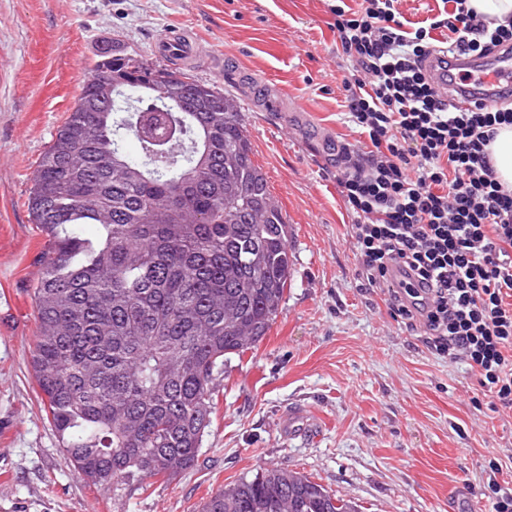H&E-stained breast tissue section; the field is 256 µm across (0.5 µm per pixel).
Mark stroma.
I'll return each mask as SVG.
<instances>
[{
  "label": "stroma",
  "mask_w": 512,
  "mask_h": 512,
  "mask_svg": "<svg viewBox=\"0 0 512 512\" xmlns=\"http://www.w3.org/2000/svg\"><path fill=\"white\" fill-rule=\"evenodd\" d=\"M332 0H0V512H201L261 469L307 475L360 512H489L512 485V410L468 362L437 354L358 274L355 219L329 144L353 141ZM183 30L198 55L155 50ZM191 75L236 100L252 159L291 231L292 286L265 339L217 380L195 465L147 489L83 478L46 419L30 366L32 288L49 240L28 209L42 154L102 49ZM300 102L306 119L268 111ZM303 410L315 430L281 436Z\"/></svg>",
  "instance_id": "1"
}]
</instances>
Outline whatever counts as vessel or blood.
Here are the masks:
<instances>
[{
    "label": "vessel or blood",
    "instance_id": "1",
    "mask_svg": "<svg viewBox=\"0 0 512 512\" xmlns=\"http://www.w3.org/2000/svg\"><path fill=\"white\" fill-rule=\"evenodd\" d=\"M156 47L160 53L183 60L196 54L190 38L178 31L166 32ZM430 72L441 94L462 111L512 98V52L489 57L457 52L447 64L432 63Z\"/></svg>",
    "mask_w": 512,
    "mask_h": 512
}]
</instances>
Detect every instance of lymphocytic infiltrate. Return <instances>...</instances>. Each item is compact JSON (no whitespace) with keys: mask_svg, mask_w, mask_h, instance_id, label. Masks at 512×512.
Wrapping results in <instances>:
<instances>
[{"mask_svg":"<svg viewBox=\"0 0 512 512\" xmlns=\"http://www.w3.org/2000/svg\"><path fill=\"white\" fill-rule=\"evenodd\" d=\"M396 0H336V46L350 65L347 119L336 175L354 215L360 275L422 330L436 352L466 359L500 407L512 409V190L488 147L512 127V103L456 110L421 62L443 30L448 51L487 55L512 45V20L485 21L451 0L445 16L411 27Z\"/></svg>","mask_w":512,"mask_h":512,"instance_id":"obj_1","label":"lymphocytic infiltrate"}]
</instances>
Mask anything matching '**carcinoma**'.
Wrapping results in <instances>:
<instances>
[{
	"instance_id": "1",
	"label": "carcinoma",
	"mask_w": 512,
	"mask_h": 512,
	"mask_svg": "<svg viewBox=\"0 0 512 512\" xmlns=\"http://www.w3.org/2000/svg\"><path fill=\"white\" fill-rule=\"evenodd\" d=\"M105 70L146 111L120 114L114 103L89 111ZM153 71L125 51L102 53L43 153L28 200L33 223L52 235L33 287L31 367L46 416L80 473L139 489L195 465L216 377L267 336L294 265L237 104L169 70L181 95L164 103L148 86ZM122 129L142 160L123 153ZM226 303L238 312L235 325L224 322ZM203 512L359 510L272 467L216 492Z\"/></svg>"
}]
</instances>
